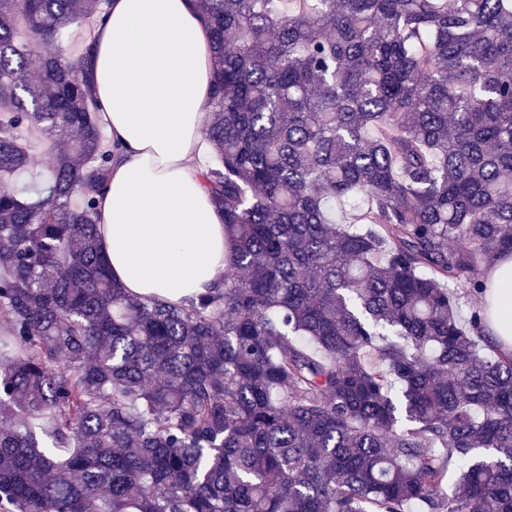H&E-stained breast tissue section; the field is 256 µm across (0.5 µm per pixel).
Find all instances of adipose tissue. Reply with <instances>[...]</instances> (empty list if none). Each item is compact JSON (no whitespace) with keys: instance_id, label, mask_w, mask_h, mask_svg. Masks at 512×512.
Returning <instances> with one entry per match:
<instances>
[{"instance_id":"1","label":"adipose tissue","mask_w":512,"mask_h":512,"mask_svg":"<svg viewBox=\"0 0 512 512\" xmlns=\"http://www.w3.org/2000/svg\"><path fill=\"white\" fill-rule=\"evenodd\" d=\"M84 66L114 145L96 199L99 246L131 294L186 304L224 271V216L201 159L213 79L210 30L194 0H107ZM488 325L512 351V259Z\"/></svg>"}]
</instances>
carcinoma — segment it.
I'll list each match as a JSON object with an SVG mask.
<instances>
[{
	"label": "carcinoma",
	"instance_id": "obj_1",
	"mask_svg": "<svg viewBox=\"0 0 512 512\" xmlns=\"http://www.w3.org/2000/svg\"><path fill=\"white\" fill-rule=\"evenodd\" d=\"M196 6L228 254L183 306L99 248L97 5L0 0V512H512V354L462 315L512 257V0ZM27 139L34 169L38 171L46 170L51 166L54 159L55 149L53 145L36 135H29Z\"/></svg>",
	"mask_w": 512,
	"mask_h": 512
}]
</instances>
